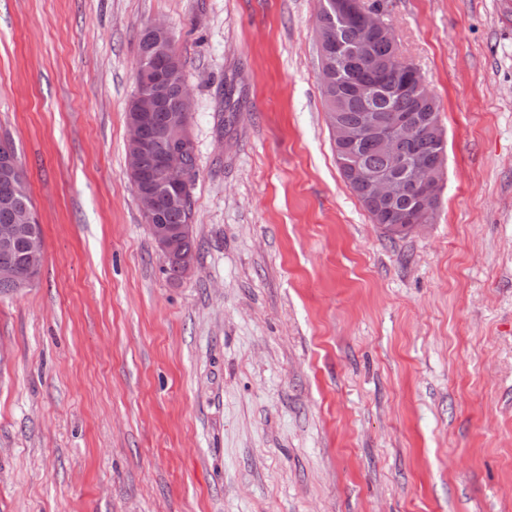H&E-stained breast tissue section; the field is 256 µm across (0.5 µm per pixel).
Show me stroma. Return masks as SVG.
<instances>
[{
    "label": "stroma",
    "instance_id": "obj_1",
    "mask_svg": "<svg viewBox=\"0 0 512 512\" xmlns=\"http://www.w3.org/2000/svg\"><path fill=\"white\" fill-rule=\"evenodd\" d=\"M319 0H0L44 234L0 295V512H512V0H384L440 104L433 224L342 177ZM186 61L194 272L126 175L139 33ZM412 195H406L389 206L391 217L390 223L387 224H411L410 229L418 230L426 226V224H412L417 220V216L413 210ZM400 222V223H399Z\"/></svg>",
    "mask_w": 512,
    "mask_h": 512
}]
</instances>
